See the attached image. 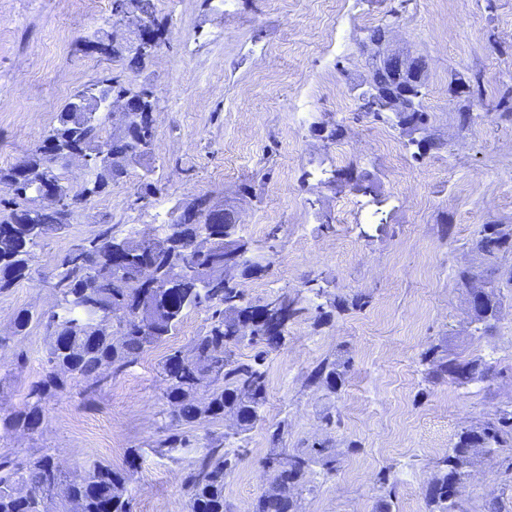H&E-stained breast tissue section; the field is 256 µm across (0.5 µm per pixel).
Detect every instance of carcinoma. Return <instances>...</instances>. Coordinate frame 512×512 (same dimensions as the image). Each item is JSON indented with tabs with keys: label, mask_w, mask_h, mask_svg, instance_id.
I'll use <instances>...</instances> for the list:
<instances>
[{
	"label": "carcinoma",
	"mask_w": 512,
	"mask_h": 512,
	"mask_svg": "<svg viewBox=\"0 0 512 512\" xmlns=\"http://www.w3.org/2000/svg\"><path fill=\"white\" fill-rule=\"evenodd\" d=\"M68 113L56 115L49 135L61 140L67 148H78L90 141L100 142L101 125L83 126L70 123ZM12 169H0V187L6 196L0 197V207L9 210L6 223L13 225L15 235L9 241L0 239V290L12 287L29 271L32 249L39 240L27 234L25 226L38 224L52 234L61 230L66 221L56 210L39 209L28 192L10 187ZM121 171L106 175L93 174L82 194H99L109 183L120 179ZM207 198L200 197L185 209V221L167 224L162 230L150 231L155 241L147 243L146 251L156 272L157 288H145L131 275L114 279L107 264V249L114 239L112 228L76 245L58 259L55 266L54 288L58 311L47 322L50 331L48 348L49 370L34 383L28 393L26 407L0 416V440L11 438L19 428L30 434L38 432L36 421L43 418V403L63 390L67 381L86 383L85 393L101 389L107 378L102 367L111 366L113 373L123 371L137 362L151 346L162 343L173 334L186 310L205 307L211 310L209 328L193 341L194 361L185 368L176 366L181 351L170 352L161 364L160 375L166 384L165 398L171 414L178 422L189 425L203 418L219 420L234 413L245 432L260 416L267 401V370L265 355L278 347L282 337H271L265 325L254 328L252 336L238 335L240 317L245 311L239 280L228 281L212 289V296L198 303L182 304L169 286L170 276L181 261L182 252L164 245V239L178 236L183 244L191 243L199 225L208 223ZM471 249L484 254L485 276L495 282V288L485 295V312L497 318L501 312L502 288H512V269L500 270L498 260L512 254V236H505L496 224H484L472 240ZM97 274L100 303L104 308L117 305L128 312L136 311L143 298L165 309L172 308L170 317L156 328L143 329L132 321L84 323L75 308V296L88 283V275ZM272 318L285 323L301 312L285 301H271ZM262 346L248 361L231 359L230 348L242 341ZM422 361L427 365L426 380L435 383L448 379L459 385L489 381L496 377L495 367L483 359H459L436 345L428 349ZM349 361H326L311 373L312 383L330 393H336L345 382ZM509 451L506 470L512 472V410L498 412L494 418L477 426L462 429L448 455L438 462V470L426 491L429 512H457L458 501L448 499V485L465 483L477 458L486 449ZM320 462L327 470L335 469L336 456L323 447L316 454L273 451L263 459V466L272 473V481L253 504L250 512H302L298 490L304 484L310 466ZM238 457L230 456L224 443H210L185 477L187 488L186 512H229L224 499L226 477L235 469ZM131 471L126 466L96 462L84 474L67 480L48 455L34 456L17 462L9 455H0V512H70L78 503L80 512H103L111 505L112 512H131L127 485ZM24 488L27 495L16 497L13 490Z\"/></svg>",
	"instance_id": "obj_1"
}]
</instances>
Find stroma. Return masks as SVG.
Wrapping results in <instances>:
<instances>
[{
  "mask_svg": "<svg viewBox=\"0 0 512 512\" xmlns=\"http://www.w3.org/2000/svg\"><path fill=\"white\" fill-rule=\"evenodd\" d=\"M166 24L140 68L83 50L101 36L131 39L111 0H0V168L36 148L78 90L120 77L153 92L154 150L128 166L107 192L77 209L69 226L32 250L29 274L0 293V415L24 409L48 368L45 323L15 335L26 309L50 314L58 256L103 226L118 236L169 222L201 195L235 199L238 234L268 268L242 280L246 301L284 296L304 312L270 350L267 403L250 430L229 419L180 426L186 443L156 452L172 431L160 365L189 350L210 320L186 312L177 331L112 377L93 401L70 385L43 405L33 436L0 441L22 460L48 453L64 476L96 462L123 464L137 452L128 491L132 512H183L185 475L208 442L225 438L240 455L224 485L231 512H250L267 487L268 430L287 422L285 444L312 452L326 444L335 472L313 465L299 494L303 512H428L425 493L457 433L512 406V292L489 328L470 323L460 268L475 264L482 225H512V118L497 103L512 87V0H155ZM394 24L393 46L426 63L436 143L422 161L399 129L356 119L354 86L370 70L362 42ZM461 74L473 93L451 95ZM473 120L461 127L458 114ZM343 133L329 139L334 126ZM376 175L370 193L329 190L332 172ZM326 279L342 298L366 294L363 308L318 319L309 279ZM440 344L450 355L493 362L490 382L424 379L421 355ZM346 360L337 393L309 384L323 361ZM338 418L326 424V412ZM502 456L478 462L458 512L498 500L512 512V475ZM389 471L387 495L379 482Z\"/></svg>",
  "mask_w": 512,
  "mask_h": 512,
  "instance_id": "obj_1",
  "label": "stroma"
}]
</instances>
